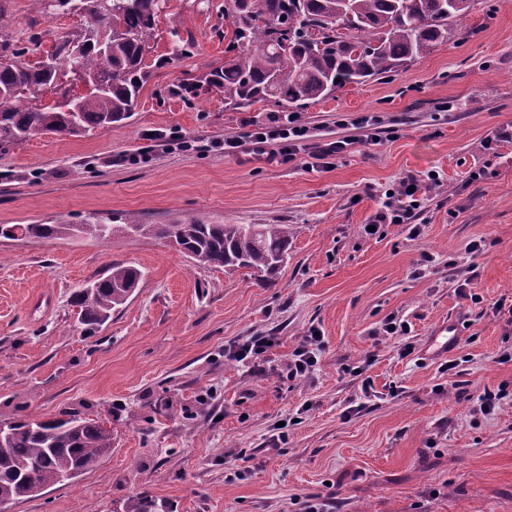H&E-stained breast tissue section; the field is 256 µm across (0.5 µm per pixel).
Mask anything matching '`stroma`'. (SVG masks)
<instances>
[{"label": "stroma", "mask_w": 512, "mask_h": 512, "mask_svg": "<svg viewBox=\"0 0 512 512\" xmlns=\"http://www.w3.org/2000/svg\"><path fill=\"white\" fill-rule=\"evenodd\" d=\"M78 23L0 0V35L29 62ZM231 37L224 0H166L129 120L0 149V225L292 230L271 286L155 238L0 237V417L74 412L112 430L96 468L9 512H125L140 498L162 512H303L309 499L327 512H512V0H475L448 43L300 108L312 147L356 136L348 116L379 119V143L325 169L304 151L267 162L219 149L280 117L181 94L223 65ZM173 132L192 149L168 147ZM410 177L409 223L366 233ZM117 262L138 286L85 332L72 295ZM391 318L406 335H386ZM449 320L458 336L435 354ZM314 329L317 362L290 377ZM256 335L276 343L225 357Z\"/></svg>", "instance_id": "1"}]
</instances>
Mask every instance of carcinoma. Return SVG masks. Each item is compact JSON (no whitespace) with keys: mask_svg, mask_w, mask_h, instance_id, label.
Returning <instances> with one entry per match:
<instances>
[{"mask_svg":"<svg viewBox=\"0 0 512 512\" xmlns=\"http://www.w3.org/2000/svg\"><path fill=\"white\" fill-rule=\"evenodd\" d=\"M42 12L77 15L80 27L56 40L42 61L21 60L22 50L0 40V146L19 144L35 133L77 137L132 117L146 82L145 59L164 0H33ZM474 0H228L233 52L224 65L204 73L200 82L224 94V107L242 110L260 102L297 107L327 98L347 85L388 74L455 36L456 26ZM108 72L103 91L79 97L72 119L62 101L70 87ZM58 95L43 104L39 95ZM85 224L83 233L109 242L127 231L143 238L175 241L199 266L246 269L254 279L273 283L288 254L286 224H259L250 237L240 224H207L190 219L174 224L111 226ZM24 237L62 238L71 224L0 226ZM141 274L114 263L107 275L77 290L73 303L80 323L92 330L123 305ZM7 451L0 453V501L31 496L95 468L112 450V429L98 420H13L6 423Z\"/></svg>","mask_w":512,"mask_h":512,"instance_id":"1","label":"carcinoma"}]
</instances>
